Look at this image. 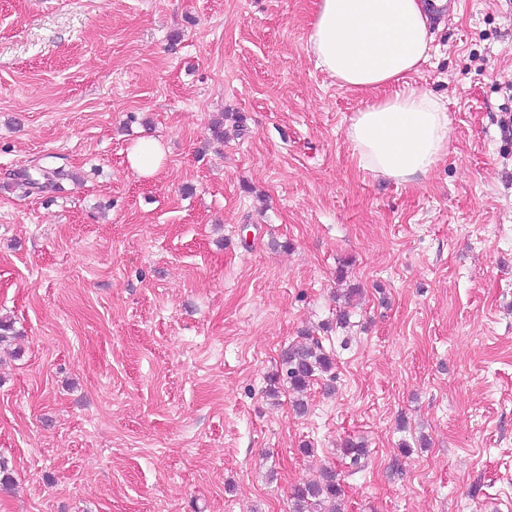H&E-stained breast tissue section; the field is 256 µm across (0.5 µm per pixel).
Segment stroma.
Here are the masks:
<instances>
[{"mask_svg": "<svg viewBox=\"0 0 512 512\" xmlns=\"http://www.w3.org/2000/svg\"><path fill=\"white\" fill-rule=\"evenodd\" d=\"M314 4L0 0V512H292L325 467L344 512H512V0L433 26L415 184L358 167ZM306 331L335 368L299 416ZM163 146L149 138L135 142L127 153V161L135 175L147 178L155 175L164 161ZM21 171L15 177L16 182L33 190L38 188L40 192H60L63 190V182L71 178L70 173L62 168H38L32 173L27 169ZM306 342L288 345L280 358V373L288 388L303 393L312 380L323 375L331 376L333 361L322 346V341L311 333Z\"/></svg>", "mask_w": 512, "mask_h": 512, "instance_id": "obj_1", "label": "stroma"}]
</instances>
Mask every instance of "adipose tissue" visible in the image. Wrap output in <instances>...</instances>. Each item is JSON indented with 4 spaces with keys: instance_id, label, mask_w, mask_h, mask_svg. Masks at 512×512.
<instances>
[{
    "instance_id": "1",
    "label": "adipose tissue",
    "mask_w": 512,
    "mask_h": 512,
    "mask_svg": "<svg viewBox=\"0 0 512 512\" xmlns=\"http://www.w3.org/2000/svg\"><path fill=\"white\" fill-rule=\"evenodd\" d=\"M424 0H316L307 50L344 88L368 95L347 131L359 168L398 183L448 152L445 104L408 82L434 51Z\"/></svg>"
}]
</instances>
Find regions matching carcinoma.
<instances>
[{
	"label": "carcinoma",
	"instance_id": "carcinoma-1",
	"mask_svg": "<svg viewBox=\"0 0 512 512\" xmlns=\"http://www.w3.org/2000/svg\"><path fill=\"white\" fill-rule=\"evenodd\" d=\"M71 174L62 168H38L34 172L22 170L16 177L19 185L39 191L60 192L63 182ZM333 361L322 346V341L311 334L305 342L288 345L280 358V373L288 388L295 393L307 390L312 380L331 375ZM342 490L336 479V472L325 468L312 482L294 489V512H341L339 498Z\"/></svg>",
	"mask_w": 512,
	"mask_h": 512
}]
</instances>
